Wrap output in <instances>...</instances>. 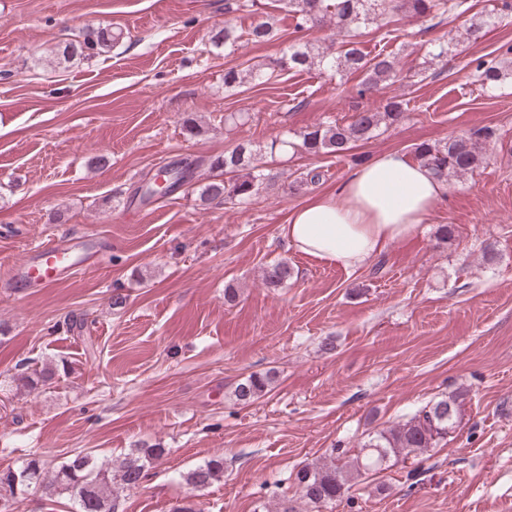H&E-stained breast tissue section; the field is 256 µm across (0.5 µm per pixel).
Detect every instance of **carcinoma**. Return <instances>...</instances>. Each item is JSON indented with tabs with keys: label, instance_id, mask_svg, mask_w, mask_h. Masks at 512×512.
I'll use <instances>...</instances> for the list:
<instances>
[{
	"label": "carcinoma",
	"instance_id": "obj_1",
	"mask_svg": "<svg viewBox=\"0 0 512 512\" xmlns=\"http://www.w3.org/2000/svg\"><path fill=\"white\" fill-rule=\"evenodd\" d=\"M288 13L296 20L300 31L330 24L338 35L345 38V50L334 54L325 48L313 51L308 47H289L290 55L281 66L300 71L332 70L338 75L360 73L361 83L356 89L359 99H366L378 91L381 84L396 76L397 60L392 54L379 52L369 58L357 48L356 37L360 30L386 15H405L413 18H458L465 13V0H284ZM512 16V0H497L496 6L484 17L471 20L465 29L466 39L474 45L483 43L488 29L499 21ZM273 24L264 20L241 35L230 23L218 31L213 39L224 41L233 48L247 38L251 42H263L272 33ZM115 36L103 29L96 39L83 43L68 42L62 56L72 58L98 54L112 46ZM478 80L484 86L495 85L512 73V61L504 68L502 61L480 56L472 61ZM407 103L391 97L383 110L358 105L353 109L350 121L340 124H320L299 133L300 147L310 154L341 156L358 144L376 136L383 127L400 124L406 118ZM493 137L487 128L476 129L457 136L444 144L422 142L415 145L416 161L429 168L437 177L448 180L473 172L483 162L482 142ZM215 168L233 174L247 171L243 179L212 181L202 187L200 199L204 202L220 200L226 204H244L258 195L265 183L266 174L258 165L257 153L250 146L238 144L224 152L223 158L212 162ZM290 269L285 262L266 269L264 279L277 286L288 279ZM269 378L251 375L237 384V400L248 404L258 399L267 388ZM462 394L441 398L419 409L408 421L387 431H381L362 444L353 458L355 473L378 471L387 459L402 452H423L448 436L458 417V405ZM163 448H144L131 453L117 462L97 464L87 456H76L71 462L55 470L46 468L42 459L34 456L17 468L0 470V512H13L12 499L25 487L35 483L44 487L49 495H64L71 499L75 512H117L116 486H138L146 476V463L161 458ZM224 473V458L216 456L198 465L185 476L187 484L203 489L217 481ZM352 473L336 466L333 461H317L300 468L295 474V484L305 505L315 509L322 504L342 498L349 490Z\"/></svg>",
	"mask_w": 512,
	"mask_h": 512
}]
</instances>
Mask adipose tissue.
Returning a JSON list of instances; mask_svg holds the SVG:
<instances>
[{
    "mask_svg": "<svg viewBox=\"0 0 512 512\" xmlns=\"http://www.w3.org/2000/svg\"><path fill=\"white\" fill-rule=\"evenodd\" d=\"M448 192L432 171L391 151L356 169L336 196L308 200L282 227L288 247L355 270L410 237Z\"/></svg>",
    "mask_w": 512,
    "mask_h": 512,
    "instance_id": "adipose-tissue-1",
    "label": "adipose tissue"
}]
</instances>
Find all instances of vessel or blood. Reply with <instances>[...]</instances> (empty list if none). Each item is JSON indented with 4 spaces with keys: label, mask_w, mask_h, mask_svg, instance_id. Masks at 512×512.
Instances as JSON below:
<instances>
[{
    "label": "vessel or blood",
    "mask_w": 512,
    "mask_h": 512,
    "mask_svg": "<svg viewBox=\"0 0 512 512\" xmlns=\"http://www.w3.org/2000/svg\"><path fill=\"white\" fill-rule=\"evenodd\" d=\"M88 249L82 241L49 242L37 248L14 273V286L19 290L47 288L57 281L85 270Z\"/></svg>",
    "instance_id": "vessel-or-blood-1"
}]
</instances>
